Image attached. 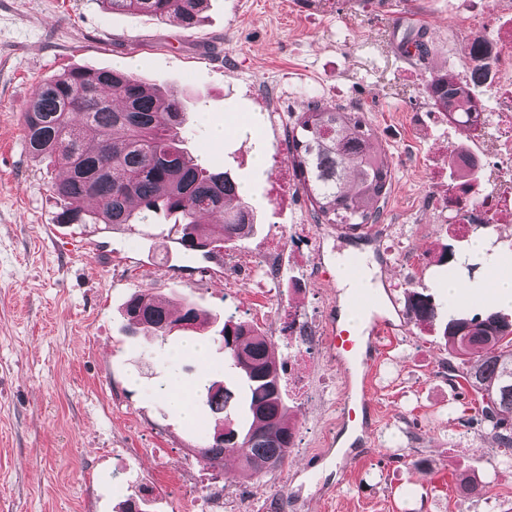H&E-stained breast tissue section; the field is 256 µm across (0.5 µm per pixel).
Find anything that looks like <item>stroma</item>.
Segmentation results:
<instances>
[{
  "label": "stroma",
  "mask_w": 512,
  "mask_h": 512,
  "mask_svg": "<svg viewBox=\"0 0 512 512\" xmlns=\"http://www.w3.org/2000/svg\"><path fill=\"white\" fill-rule=\"evenodd\" d=\"M455 0H209L198 27L99 0H0V512H207L206 490L227 489L247 512H489L512 506V467L491 439L467 426L469 400L448 384L439 326L407 311L411 291L448 300L445 245L467 252L438 202L451 181L448 148L468 144L432 104L431 74L468 76L471 39L497 29L465 24ZM422 33L426 54L407 55ZM127 66L186 101L179 134L209 168L228 172L257 213L237 247L181 260L168 224L135 228L61 224L59 164L33 157L23 115L36 87L64 71ZM363 113L387 153L392 185L381 221L403 227L408 253L383 250L369 229L319 224L288 159V133L310 101ZM228 125L223 140L212 131ZM309 225L307 245L290 241ZM483 254L457 269L479 286L497 254L512 253V223ZM277 246L281 279L268 297L224 280V258L259 264ZM362 253L379 314L391 335L370 376L363 437L337 407L361 360L339 361L327 343L309 360L286 321L297 314L329 330L346 290L336 261ZM146 292L172 307L189 302L205 322L166 340L144 335L123 314ZM252 321L282 361L286 415L300 434L286 463L240 476L237 455L211 466L198 450L224 427L205 404L208 387L237 390L219 332L230 313ZM210 349L207 366L182 350L188 336ZM180 379L200 417L184 425L162 388ZM470 477L468 487L458 476Z\"/></svg>",
  "instance_id": "stroma-1"
}]
</instances>
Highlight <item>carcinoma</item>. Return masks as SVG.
Returning a JSON list of instances; mask_svg holds the SVG:
<instances>
[{
  "label": "carcinoma",
  "mask_w": 512,
  "mask_h": 512,
  "mask_svg": "<svg viewBox=\"0 0 512 512\" xmlns=\"http://www.w3.org/2000/svg\"><path fill=\"white\" fill-rule=\"evenodd\" d=\"M105 9L137 11L191 31L206 0H100ZM483 70L457 80L445 72L430 76L433 105L461 126L480 120L476 90ZM185 105L161 95L134 75L119 70L78 68L38 85L24 115L27 148L35 158L61 164L69 178L55 186L65 203L61 224H157L171 219L179 241L241 242L254 231L253 208L228 200L241 186L226 172L203 167L180 147L170 129L183 123ZM374 132L358 112L311 102L288 135V158L310 197L317 220L354 231L378 221L392 174L387 154L372 146ZM407 307L416 320L445 321L443 336L452 377L480 399L469 419L490 437L512 464V316L499 311L470 314L413 291ZM128 320L141 330L168 336L185 321L196 326L201 313L191 304L177 316L163 302L138 293L125 305ZM224 364L243 384L241 429L224 427V440L198 449L209 465L238 453L242 470L257 474L283 465L292 448L285 423L279 363L266 336L245 320L228 318L221 329Z\"/></svg>",
  "instance_id": "cac0c4a2"
}]
</instances>
